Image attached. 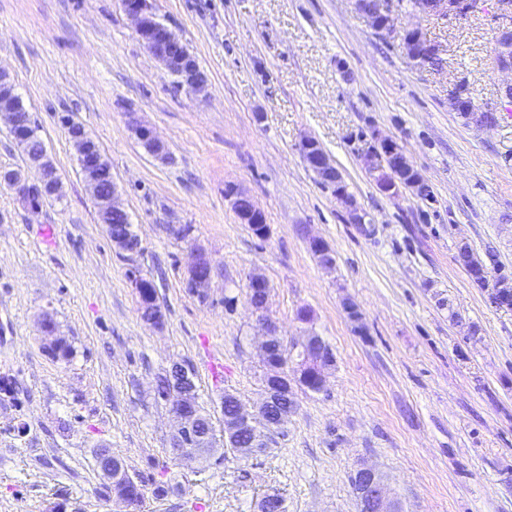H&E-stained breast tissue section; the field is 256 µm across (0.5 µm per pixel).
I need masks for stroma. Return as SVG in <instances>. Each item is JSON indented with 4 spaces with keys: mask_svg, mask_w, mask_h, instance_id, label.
Listing matches in <instances>:
<instances>
[{
    "mask_svg": "<svg viewBox=\"0 0 512 512\" xmlns=\"http://www.w3.org/2000/svg\"><path fill=\"white\" fill-rule=\"evenodd\" d=\"M157 18L208 76L177 88L143 47L122 0H0V69L40 126L63 197L31 210L0 185V512H119L95 454L168 485L135 512H258L271 490L287 512H358L350 477L377 465L405 512H512V310L455 261L467 242L512 274V104L499 97L494 35L505 16L477 0L459 20L397 14L443 50L418 66L376 34L355 0H154ZM497 112L494 127L449 103L456 84ZM136 113L167 145L147 153ZM99 145L141 241L115 250L98 219L62 117ZM392 138L428 183L381 194L362 154ZM315 138L357 205L365 233L303 163ZM265 214L266 238L240 223L226 186ZM334 250L323 268L307 233ZM217 263L203 304L185 288L191 248ZM263 275L285 344L314 332L336 367L325 392L297 390L285 436L259 458L224 447L188 466L171 450V363L189 364L200 403L224 429V393L263 392L260 325L246 284ZM154 282L162 328L140 317L133 275ZM364 316L357 333L341 302ZM309 320H301V312ZM50 315L73 349H42Z\"/></svg>",
    "mask_w": 512,
    "mask_h": 512,
    "instance_id": "stroma-1",
    "label": "stroma"
}]
</instances>
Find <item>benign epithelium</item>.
<instances>
[{"label":"benign epithelium","mask_w":512,"mask_h":512,"mask_svg":"<svg viewBox=\"0 0 512 512\" xmlns=\"http://www.w3.org/2000/svg\"><path fill=\"white\" fill-rule=\"evenodd\" d=\"M356 9L366 16L374 31L386 38L397 39L411 59L418 61L426 56L442 53L439 45L422 39L420 27L397 28L395 24L394 0H355ZM413 9L422 15H432L448 19H459L472 10V0H414ZM131 19L134 31L145 48L155 57L165 56L167 63L177 69L180 76L179 87L191 91L202 90L208 82L207 74L196 63L195 56L176 57L171 48L180 42V38L169 28H153L149 19L154 15L151 0H137V5L124 7ZM497 70L512 75V24L500 25L495 32ZM453 110L466 122L479 127H491L496 124V113L477 107L468 96L464 86L460 85L450 98ZM130 125L139 140L151 146L152 153L159 159H170L163 143L153 131L135 120ZM298 153L306 166L313 171L322 184L333 187L336 199L345 205L350 223L363 226L367 224V213L361 210L353 196L348 192L344 178L330 156L320 143L312 137H304L297 145ZM364 164L369 171L376 174V183L380 192L395 197L403 189L417 190L426 188V182L415 168L404 150L392 139H379V147L364 155ZM81 171L90 184L99 179V162L93 151H87V158L81 164ZM226 197L241 223L248 225L258 235L269 232L265 215L254 198L246 191L230 187ZM312 253L325 268L336 264L335 254L329 244L319 236L307 235ZM216 270L215 260L200 249L194 248L188 265L185 286L190 295L198 301L208 303L211 300L209 285ZM270 288L266 278L259 274L250 276L247 284L249 303L257 313L267 309ZM491 301L498 308H512V280H499L491 292ZM42 330L46 334L45 349L51 353L65 344V340L56 335V327L50 315L42 318ZM263 340L260 354L265 359L266 380L261 402L248 408L241 402L235 403L234 411L224 418V434L236 435L244 429L252 428L275 400V392L283 384H302L313 378L318 390L326 385L329 369L334 364L331 348L319 336H306L295 345L299 349L300 359L294 366V376L288 378L279 371V366L270 362V354L280 343L278 326L275 321L262 318ZM170 371L175 375V386L168 389L166 398L171 403L176 428L172 434V452L179 456L183 450L203 442L201 425L205 416L196 406L197 389L192 369L180 362L171 365ZM289 415H280L266 422L261 433H254V448H269V440L279 435L286 428ZM98 466L105 483L109 486L113 498L130 507L135 504V496L127 489V483L112 478V456L98 457ZM355 484L369 512H401L400 502L389 495L387 481L380 470L368 463H362L354 471Z\"/></svg>","instance_id":"7a95c632"}]
</instances>
